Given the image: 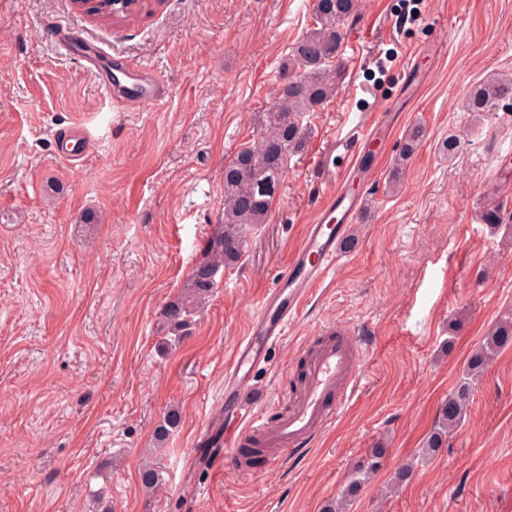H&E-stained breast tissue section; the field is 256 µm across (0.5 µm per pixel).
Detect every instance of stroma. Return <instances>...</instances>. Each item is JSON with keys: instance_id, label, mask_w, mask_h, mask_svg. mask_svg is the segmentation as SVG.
<instances>
[{"instance_id": "obj_1", "label": "stroma", "mask_w": 512, "mask_h": 512, "mask_svg": "<svg viewBox=\"0 0 512 512\" xmlns=\"http://www.w3.org/2000/svg\"><path fill=\"white\" fill-rule=\"evenodd\" d=\"M314 0H155L111 26L73 0H0V512H170L224 404L225 353L245 334L379 112L399 106L387 161L366 204L260 377L276 418L299 385L304 344L333 327L359 340L362 383L336 424L278 471L213 470L193 512H322L351 469L383 447L382 467L347 512H500L512 489V348L476 381L443 447L425 441L489 329L512 313V106L472 119L470 88L512 76V0H361L340 24L335 95L301 120L266 223L245 230L204 311L176 345L162 311L222 215L224 164L257 135L292 45L315 27ZM58 21L78 41L57 47ZM95 44L155 71L166 96L116 105L78 54ZM412 96L404 72L418 49ZM425 137L398 188L409 129ZM83 127L78 162L57 129ZM460 135L454 156L441 142ZM498 206L502 222L482 223ZM171 409L180 423L155 429ZM162 490L140 481L143 456ZM413 467L383 497L395 471Z\"/></svg>"}]
</instances>
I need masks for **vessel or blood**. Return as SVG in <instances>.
<instances>
[{"mask_svg":"<svg viewBox=\"0 0 512 512\" xmlns=\"http://www.w3.org/2000/svg\"><path fill=\"white\" fill-rule=\"evenodd\" d=\"M83 60L98 84L114 98L132 104H152L166 94L164 85L149 68L120 57L114 58L111 67H104L103 53L93 48L84 51ZM392 129V115L378 114L362 139V149L347 168L348 179L373 174L381 156L367 153L366 146L385 141ZM85 141V132L74 127L56 132L59 152L71 161L77 158L75 145ZM348 179L330 192L314 221L305 225L286 269L264 294L244 336L230 350L224 364V406L216 423L220 447L204 456L195 455L188 467L190 475H200L217 462L228 470H244L241 450L253 440L260 441L268 450L267 469H280L286 459L301 455L332 427L359 390L360 349L348 331L340 330L315 344L306 358L303 384L275 420H268L264 411L253 404L257 376L267 368L272 347L281 342L289 321L312 288L324 279L339 244L363 208V191L351 189Z\"/></svg>","mask_w":512,"mask_h":512,"instance_id":"obj_1","label":"vessel or blood"}]
</instances>
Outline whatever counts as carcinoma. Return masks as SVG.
Masks as SVG:
<instances>
[{
  "mask_svg": "<svg viewBox=\"0 0 512 512\" xmlns=\"http://www.w3.org/2000/svg\"><path fill=\"white\" fill-rule=\"evenodd\" d=\"M152 0H99L93 11L123 25L151 11ZM356 8V0H314L315 28L298 41L284 62V81L271 106L257 115L259 137L246 143L224 164L223 224L207 240L202 257L195 264L184 292L167 303L162 312L164 323L181 332L192 312L206 303L216 288L220 269L236 264L243 250V230L248 224H263L287 168L288 158L298 153L305 142L300 118L314 112L335 93L341 74L336 65L341 55L338 25ZM512 99V79L490 75L468 93L471 112H484L497 102ZM424 138V129L413 126L405 138L400 159L406 160ZM512 347V315L501 318L484 337L482 344L469 356L464 381L442 404L437 427L427 439V448H440L448 432L458 424L469 398L472 384L498 353ZM179 413L169 410L156 428L165 437L178 426ZM386 449L371 450L367 462L351 473L347 493L357 491L380 467ZM142 487H159L155 464L146 462L140 469Z\"/></svg>",
  "mask_w": 512,
  "mask_h": 512,
  "instance_id": "1",
  "label": "carcinoma"
}]
</instances>
